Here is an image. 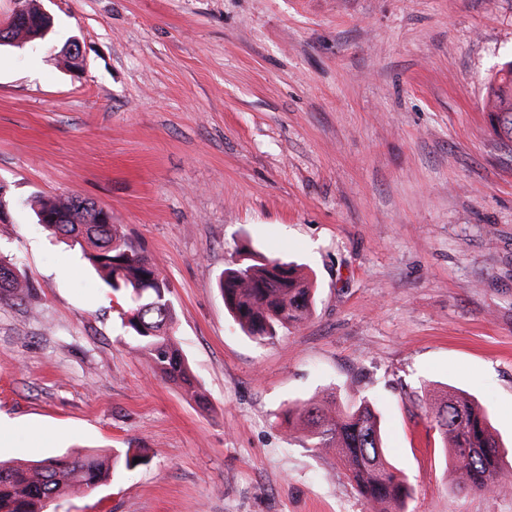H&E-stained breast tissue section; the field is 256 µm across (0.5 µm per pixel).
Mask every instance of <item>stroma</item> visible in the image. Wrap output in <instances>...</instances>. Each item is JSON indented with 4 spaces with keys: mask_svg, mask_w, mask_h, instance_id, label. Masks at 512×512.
Returning a JSON list of instances; mask_svg holds the SVG:
<instances>
[{
    "mask_svg": "<svg viewBox=\"0 0 512 512\" xmlns=\"http://www.w3.org/2000/svg\"><path fill=\"white\" fill-rule=\"evenodd\" d=\"M0 47V459L146 448L56 512H369L289 430V404L370 400L405 512H512L458 491L426 416L472 395L512 445V149L488 79L512 0H40ZM80 67L60 57L70 42ZM111 210L170 284L199 407L153 374L35 197ZM302 264L311 314L247 336L215 282L247 253ZM27 5V18L24 21H21L19 24L10 25L9 38H7L6 44H13L18 38H25L30 41L31 39H38L40 41L44 40L45 36L48 34L50 28L53 27V21L51 18L46 17L50 16L47 12L42 10L37 4L36 0H24ZM45 14H43L42 12ZM46 30L45 33L43 31ZM1 44L0 45H6ZM12 264L0 258V297L23 302L30 293L31 285L22 276L15 274ZM16 272V271H15Z\"/></svg>",
    "mask_w": 512,
    "mask_h": 512,
    "instance_id": "1",
    "label": "stroma"
}]
</instances>
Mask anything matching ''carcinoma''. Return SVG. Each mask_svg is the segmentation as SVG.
Segmentation results:
<instances>
[{
	"label": "carcinoma",
	"instance_id": "1",
	"mask_svg": "<svg viewBox=\"0 0 512 512\" xmlns=\"http://www.w3.org/2000/svg\"><path fill=\"white\" fill-rule=\"evenodd\" d=\"M27 18L10 26L8 44L18 38L44 40L53 27L36 0H25ZM496 98L491 125L495 134L512 142V61L490 81ZM54 216L45 229L78 244L85 258L102 273L109 290L129 297L121 320L137 348L147 354L152 371L180 386L202 407L209 404L185 360L174 333L176 313L166 276L144 251L129 241L118 224H101L94 203L78 195L38 202L36 217ZM31 285L0 258V297L19 302ZM224 305L234 321L252 338L272 341L282 329L306 320L313 304V283L297 266L275 257L249 255L228 268L217 282ZM433 428L453 457L456 485L483 494L505 488L501 444L487 414L474 399L453 391L428 411ZM288 427L303 426L311 448L331 456L371 512H404L410 488L402 470L383 448L380 416L364 400L342 409L336 397L295 403L284 415ZM148 461L141 448L123 453L86 450L23 464L0 461V512H46L55 500L75 492L92 491L109 479L112 470L138 467Z\"/></svg>",
	"mask_w": 512,
	"mask_h": 512
}]
</instances>
